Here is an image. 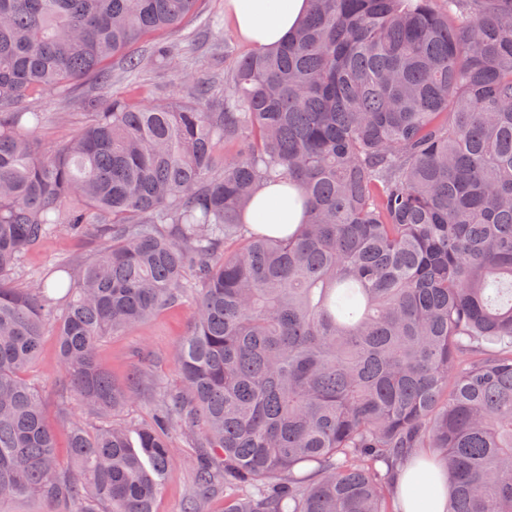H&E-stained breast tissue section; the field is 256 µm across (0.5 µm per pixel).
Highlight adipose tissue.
Segmentation results:
<instances>
[{
  "mask_svg": "<svg viewBox=\"0 0 512 512\" xmlns=\"http://www.w3.org/2000/svg\"><path fill=\"white\" fill-rule=\"evenodd\" d=\"M311 0H225L227 22L239 39L264 52L282 45L309 12ZM298 191L285 183H270L255 195L246 214L253 229L268 236L292 234L302 220ZM401 512H447L448 472L418 451L395 476Z\"/></svg>",
  "mask_w": 512,
  "mask_h": 512,
  "instance_id": "1",
  "label": "adipose tissue"
}]
</instances>
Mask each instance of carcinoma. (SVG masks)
I'll list each match as a JSON object with an SVG mask.
<instances>
[{"label":"carcinoma","instance_id":"obj_1","mask_svg":"<svg viewBox=\"0 0 512 512\" xmlns=\"http://www.w3.org/2000/svg\"><path fill=\"white\" fill-rule=\"evenodd\" d=\"M294 35L234 55L224 100L92 99L51 147L31 95L94 75L202 0H0V512H155L173 442L196 448L185 512H394L418 448L448 512H512V0H311ZM184 49L157 43L171 68ZM234 153H225V147ZM297 186L294 234L245 221ZM105 246L67 277L11 279L60 230ZM198 295L152 424L99 341ZM76 399L61 464L27 378L46 328Z\"/></svg>","mask_w":512,"mask_h":512}]
</instances>
